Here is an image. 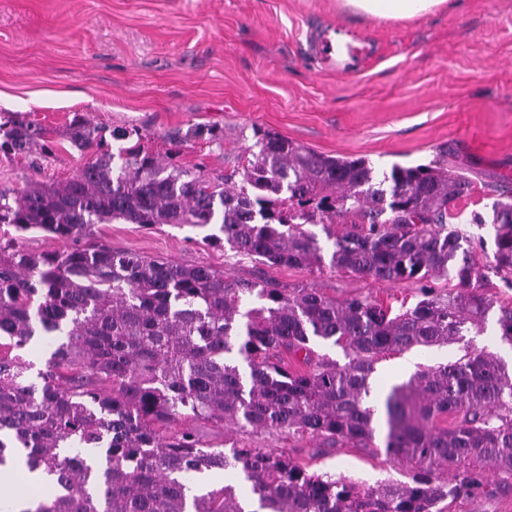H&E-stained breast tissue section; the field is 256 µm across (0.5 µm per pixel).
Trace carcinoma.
<instances>
[{
	"label": "carcinoma",
	"mask_w": 512,
	"mask_h": 512,
	"mask_svg": "<svg viewBox=\"0 0 512 512\" xmlns=\"http://www.w3.org/2000/svg\"><path fill=\"white\" fill-rule=\"evenodd\" d=\"M196 128L169 137L165 155L137 129L103 130L74 115L68 141L97 151L65 182L0 186V467L15 457L48 478L52 494L27 512H439L468 496L491 470L512 486V369L473 347L421 366L383 400L370 378L381 355L444 346L483 333L494 302L471 238L448 224L472 182L438 160L377 173L277 132L255 133V150L230 172L181 162ZM0 152H53L45 129L0 124ZM171 224L204 231L270 267L322 269L310 225L333 240L330 266L379 283L456 281L442 297L423 289L394 314L368 295L336 300L288 292L273 281L233 279L207 265L121 253L94 240L95 226ZM492 267L512 274V196L492 206ZM334 224L346 225L343 232ZM41 231L72 242L64 252L19 248ZM512 345V307H499ZM315 340L346 352L339 365ZM52 348L31 379L18 351ZM306 369L292 372L282 353ZM245 435L229 451L205 444L196 424ZM309 435L335 446L384 451L411 481L376 486L309 473L258 435ZM233 470L250 496L226 484L194 490L206 471Z\"/></svg>",
	"instance_id": "obj_1"
}]
</instances>
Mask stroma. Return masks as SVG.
<instances>
[{
    "label": "stroma",
    "instance_id": "1",
    "mask_svg": "<svg viewBox=\"0 0 512 512\" xmlns=\"http://www.w3.org/2000/svg\"><path fill=\"white\" fill-rule=\"evenodd\" d=\"M332 20L376 48L348 76L319 71L308 50L311 29ZM77 114L108 133L140 129L156 154L167 151L170 130L221 128L223 146L202 136L181 153L182 162L210 170L244 161L258 129L386 170L446 154L449 168L474 185L457 210L467 234L484 241L474 254L484 268L493 260L494 232L469 217L490 211L503 190H512V0H454L447 10L405 21L348 14L338 0H0V123L38 124L53 143L52 155L36 167L0 153V184L62 182L92 161L94 150L77 151L66 137ZM96 232L119 251L206 264L233 278H271L330 298L370 295L396 307L419 296L412 282L262 266L203 244L188 227L117 221ZM469 343L512 361V345L501 341L495 319ZM466 344L380 358L376 391L407 381L419 366L457 360ZM258 445L287 451L310 472L369 485L409 479L385 454L348 445L325 454L309 437H262ZM448 512H512V488L487 474Z\"/></svg>",
    "mask_w": 512,
    "mask_h": 512
}]
</instances>
